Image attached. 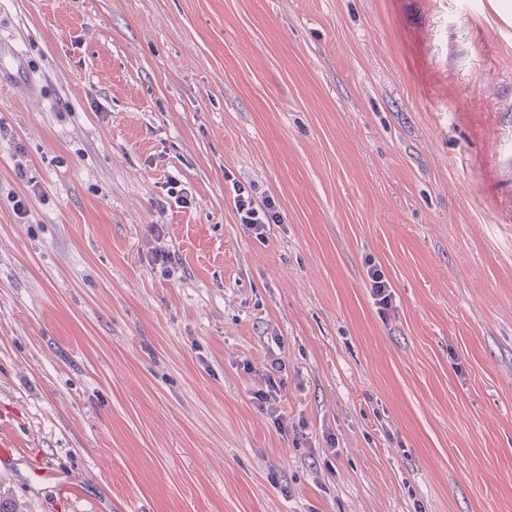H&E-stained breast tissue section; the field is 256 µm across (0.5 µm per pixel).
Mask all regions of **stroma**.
I'll return each mask as SVG.
<instances>
[{
	"mask_svg": "<svg viewBox=\"0 0 512 512\" xmlns=\"http://www.w3.org/2000/svg\"><path fill=\"white\" fill-rule=\"evenodd\" d=\"M0 47V496L512 512V0H0ZM234 188L233 204L239 218V224L254 234L258 239H264L268 224H279L282 215L278 211L275 199L265 196L258 200L244 186L236 184ZM367 274L370 280L371 293L377 305L378 313L382 317H387L393 308V292L389 280L383 271L373 261H368ZM283 368L281 359L276 358L271 360L268 364V368L261 377L263 386L253 392L252 398L259 408L274 418L280 429L285 432L288 427H285L280 415L277 414V403L279 402L278 397L281 389V379L278 378V373L282 372Z\"/></svg>",
	"mask_w": 512,
	"mask_h": 512,
	"instance_id": "stroma-1",
	"label": "stroma"
}]
</instances>
